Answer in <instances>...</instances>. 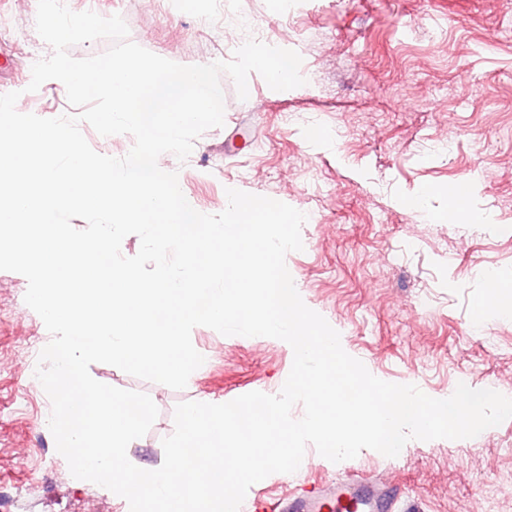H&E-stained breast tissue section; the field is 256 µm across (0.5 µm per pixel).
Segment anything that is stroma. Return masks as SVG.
<instances>
[{
	"label": "stroma",
	"mask_w": 512,
	"mask_h": 512,
	"mask_svg": "<svg viewBox=\"0 0 512 512\" xmlns=\"http://www.w3.org/2000/svg\"><path fill=\"white\" fill-rule=\"evenodd\" d=\"M68 6L121 15L132 42L179 64L234 53L222 17L183 0ZM36 11L35 0H0V17L11 20L0 27V94L20 92L25 112L52 118L71 109L65 90L49 80L28 91L22 65L52 53L31 23ZM281 46L300 54L305 85L275 91L253 73L242 100L221 75L223 127L198 137L186 161L169 154L163 165L201 213L222 212L230 188L305 213L303 248L287 254V269L306 306L375 377L434 398L460 383L503 388L512 379V312L485 323L480 303L485 271L512 289V0H296ZM287 112L312 123L285 126ZM442 130L447 151L430 150ZM469 188L474 209L452 224L433 221ZM26 290L23 275L0 271V487L29 512H130L124 498L72 477L56 450L50 399L25 368L52 336ZM191 340L209 363L181 390L105 363L89 368L156 404L150 430L127 451L140 468L162 465L179 403L279 393L293 364L276 338L198 326ZM346 465L396 474L413 512H512V419L470 439H413L393 458L365 449ZM332 476L310 445L296 474L266 477L260 493L283 498Z\"/></svg>",
	"instance_id": "obj_1"
}]
</instances>
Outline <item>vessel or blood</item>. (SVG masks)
Here are the masks:
<instances>
[{"mask_svg":"<svg viewBox=\"0 0 512 512\" xmlns=\"http://www.w3.org/2000/svg\"><path fill=\"white\" fill-rule=\"evenodd\" d=\"M399 497L398 486L349 469L315 491H296L277 500H244L239 512H324L330 503L338 512H390Z\"/></svg>","mask_w":512,"mask_h":512,"instance_id":"1","label":"vessel or blood"}]
</instances>
